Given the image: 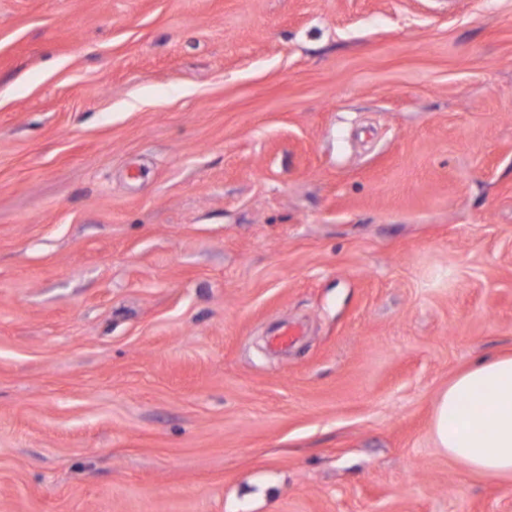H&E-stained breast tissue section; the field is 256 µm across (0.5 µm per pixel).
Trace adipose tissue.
<instances>
[{"label": "adipose tissue", "mask_w": 512, "mask_h": 512, "mask_svg": "<svg viewBox=\"0 0 512 512\" xmlns=\"http://www.w3.org/2000/svg\"><path fill=\"white\" fill-rule=\"evenodd\" d=\"M432 431L438 448L481 475L512 473V354L480 359L454 377Z\"/></svg>", "instance_id": "adipose-tissue-1"}]
</instances>
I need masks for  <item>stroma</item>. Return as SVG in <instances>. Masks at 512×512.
Listing matches in <instances>:
<instances>
[{"label":"stroma","instance_id":"obj_1","mask_svg":"<svg viewBox=\"0 0 512 512\" xmlns=\"http://www.w3.org/2000/svg\"><path fill=\"white\" fill-rule=\"evenodd\" d=\"M500 351L512 0H0V512H512ZM438 448L486 477L512 473V354L482 358L438 398Z\"/></svg>","mask_w":512,"mask_h":512}]
</instances>
